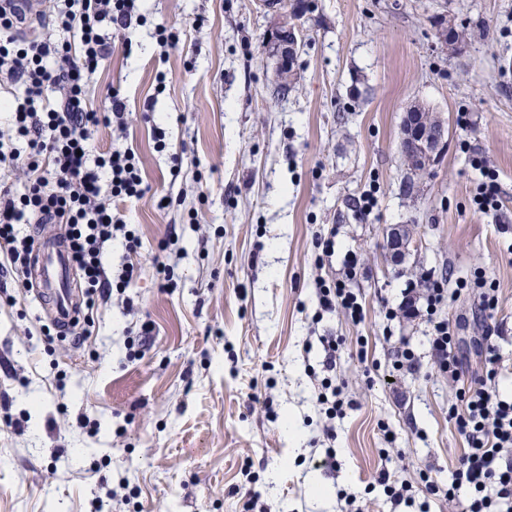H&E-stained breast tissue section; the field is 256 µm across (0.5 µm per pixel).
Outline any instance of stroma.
Listing matches in <instances>:
<instances>
[{
    "mask_svg": "<svg viewBox=\"0 0 512 512\" xmlns=\"http://www.w3.org/2000/svg\"><path fill=\"white\" fill-rule=\"evenodd\" d=\"M139 11L143 24L113 33L92 91L98 106L120 91L128 132L99 128L89 150L129 146L141 159L151 190L130 218L143 270L99 300L79 349L40 335L34 290L0 274V512H95L99 498L112 512H243L256 492L274 512H343L346 493L362 512H417L375 478L386 467L449 482L466 443L448 407L484 374L485 333L499 354L495 387L512 399V0H314L279 98L263 51L278 16L264 0H140ZM448 18L463 33L453 50L438 34ZM162 28L179 34L175 47L160 49ZM417 104L448 129L419 174L400 151ZM474 153L498 174L497 212L474 207ZM395 224L419 243L399 263L386 248ZM172 230L165 288L152 257ZM320 236L335 241L325 257ZM478 273L497 289L488 318L467 286ZM430 274L448 290L439 316L461 362L456 384L437 370L425 316L386 315ZM344 277L362 322L318 307L316 282ZM143 321L152 331L133 359L129 330ZM325 336L344 342L336 378L354 404L332 443L316 404ZM406 347L415 367L395 370ZM83 415L91 427L78 426Z\"/></svg>",
    "mask_w": 512,
    "mask_h": 512,
    "instance_id": "1",
    "label": "stroma"
}]
</instances>
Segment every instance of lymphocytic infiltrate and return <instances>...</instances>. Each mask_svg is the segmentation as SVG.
Listing matches in <instances>:
<instances>
[{
    "instance_id": "obj_1",
    "label": "lymphocytic infiltrate",
    "mask_w": 512,
    "mask_h": 512,
    "mask_svg": "<svg viewBox=\"0 0 512 512\" xmlns=\"http://www.w3.org/2000/svg\"><path fill=\"white\" fill-rule=\"evenodd\" d=\"M138 0H34L32 10L40 25L61 32V39L19 37L9 18L0 17V74L23 86L11 95L5 110L7 131L0 132V166L22 173L21 188L0 189V270L25 274L35 239L20 232L30 216L42 224L65 227L71 260L80 271L87 311L97 297L112 288L128 287L141 267L142 240L127 221V207L149 190L139 156L132 149H115L96 159L86 150L99 126L127 128L126 105L112 93L104 108L89 99L92 79L111 54L110 31L128 28L138 15ZM125 241L131 256L110 281L103 252L113 239ZM321 310H343L361 320L363 308L348 281L316 284ZM448 298L442 282L428 280L422 295L406 294L399 313L415 315L417 300H424L430 324V349L439 372L456 378L460 362L452 349L446 321L437 317ZM498 354L485 345L486 374L475 379L448 408V419L464 438L467 449L448 485H440L428 472L416 481L398 480L381 469L376 482L394 503L414 499V483L424 484L430 495L455 501L467 490L463 512H499L512 501V400L500 398L493 381Z\"/></svg>"
}]
</instances>
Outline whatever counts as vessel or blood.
I'll return each instance as SVG.
<instances>
[{
	"mask_svg": "<svg viewBox=\"0 0 512 512\" xmlns=\"http://www.w3.org/2000/svg\"><path fill=\"white\" fill-rule=\"evenodd\" d=\"M34 270L49 300L45 311L63 328H70L76 315L74 310L73 273L63 241H55L51 247L36 254Z\"/></svg>",
	"mask_w": 512,
	"mask_h": 512,
	"instance_id": "obj_1",
	"label": "vessel or blood"
}]
</instances>
